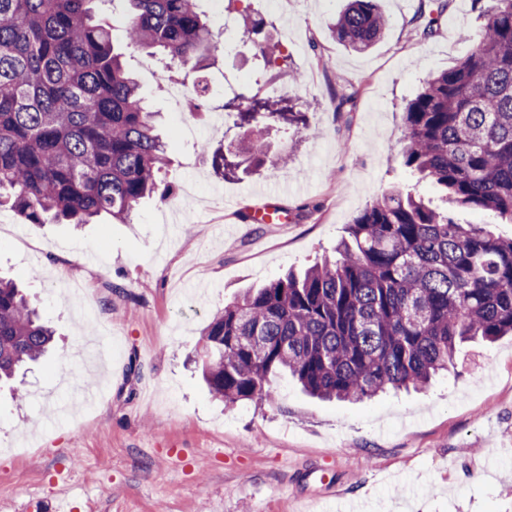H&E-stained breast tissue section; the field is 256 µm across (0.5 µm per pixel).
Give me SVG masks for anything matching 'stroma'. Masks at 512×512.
Wrapping results in <instances>:
<instances>
[{
	"instance_id": "35a3bbf8",
	"label": "stroma",
	"mask_w": 512,
	"mask_h": 512,
	"mask_svg": "<svg viewBox=\"0 0 512 512\" xmlns=\"http://www.w3.org/2000/svg\"><path fill=\"white\" fill-rule=\"evenodd\" d=\"M419 3L379 0L387 29L360 53L329 28L343 0H275L261 11L234 0L263 30L230 38L212 0H200L216 42L198 75L210 92L232 96L248 78L252 92L307 114L304 131L265 125L269 157L288 158L274 177L250 165L215 174L197 144L236 151L241 129L206 111L171 112L166 72L126 50L168 145L160 179L176 193L143 199L129 223L78 229L0 207V271L56 330L53 349L18 374L27 397L0 389V512L65 495L73 512H334L343 500L356 512H512V335L464 344L427 390L357 404L313 399L283 375L277 404L229 408L190 361L216 310L332 252L387 188L512 238V223L448 207L401 164L406 102L466 57L493 0H453L424 42L413 31ZM264 44L276 55L259 75ZM267 204L287 223L245 222ZM101 383L102 396L66 427L48 417L47 402L70 405Z\"/></svg>"
}]
</instances>
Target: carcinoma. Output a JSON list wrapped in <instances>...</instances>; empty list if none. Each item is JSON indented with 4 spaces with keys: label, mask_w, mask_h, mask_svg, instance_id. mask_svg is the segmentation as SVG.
Here are the masks:
<instances>
[{
    "label": "carcinoma",
    "mask_w": 512,
    "mask_h": 512,
    "mask_svg": "<svg viewBox=\"0 0 512 512\" xmlns=\"http://www.w3.org/2000/svg\"><path fill=\"white\" fill-rule=\"evenodd\" d=\"M93 0H0V199L30 224L127 220L142 199L169 198L168 160L139 85L115 47V26ZM126 46L152 49L190 73L213 33L197 0H128ZM453 0L421 3L415 36L433 37ZM470 53L430 75L404 107L400 154L452 203L512 221V0H495ZM378 0H348L332 33L365 51L384 35ZM244 129V151L265 164L261 124L298 130L306 113L238 93L224 102ZM222 177L239 162L204 143ZM512 334V239L456 224L410 192L390 190L349 224L348 236L300 273L249 288L204 328L202 375L236 406L275 399L287 373L322 400L357 402L421 389L458 346ZM54 331L0 277V386L48 350Z\"/></svg>",
    "instance_id": "cac0c4a2"
}]
</instances>
